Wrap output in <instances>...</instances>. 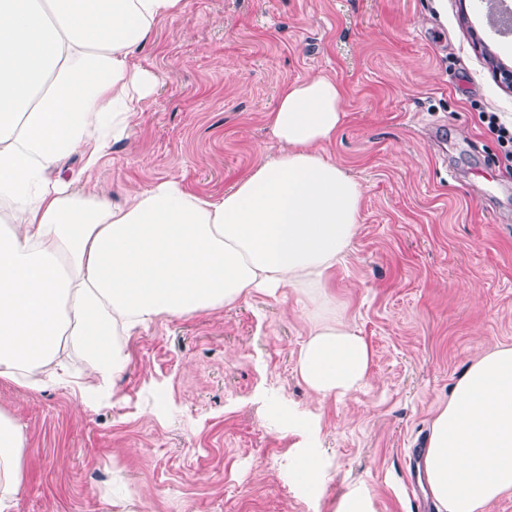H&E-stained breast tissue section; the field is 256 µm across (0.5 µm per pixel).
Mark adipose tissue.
I'll return each instance as SVG.
<instances>
[{"label": "adipose tissue", "instance_id": "1", "mask_svg": "<svg viewBox=\"0 0 512 512\" xmlns=\"http://www.w3.org/2000/svg\"><path fill=\"white\" fill-rule=\"evenodd\" d=\"M183 0H0V378L82 393L125 369L124 336L163 314L206 312L253 291L313 307L296 370L319 403L363 388L372 349L328 308V280L358 235L363 190L322 149L344 123L343 93L315 76L284 86L267 114L281 154L223 196L164 179L124 204L92 173L130 133L156 75L136 52ZM80 154L79 171L62 163ZM26 435L0 413V512H10ZM423 469L437 512H482L512 491V346L473 362L431 423Z\"/></svg>", "mask_w": 512, "mask_h": 512}]
</instances>
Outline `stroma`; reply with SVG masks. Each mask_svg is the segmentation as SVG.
<instances>
[{"label":"stroma","mask_w":512,"mask_h":512,"mask_svg":"<svg viewBox=\"0 0 512 512\" xmlns=\"http://www.w3.org/2000/svg\"><path fill=\"white\" fill-rule=\"evenodd\" d=\"M139 53L160 83L93 180L113 201L160 179L223 195L280 145L281 89L336 79L346 119L324 154L362 185L360 232L330 312L373 352L371 378L316 403L296 373L310 303L293 289L164 315L125 340L108 398L0 378L27 445L12 512H419L409 488L439 404L481 352L512 344V172L479 122L512 126V33L486 0H185ZM321 416L326 482L291 475L288 413ZM336 512H374L372 499L367 492L352 490L341 498Z\"/></svg>","instance_id":"1"}]
</instances>
